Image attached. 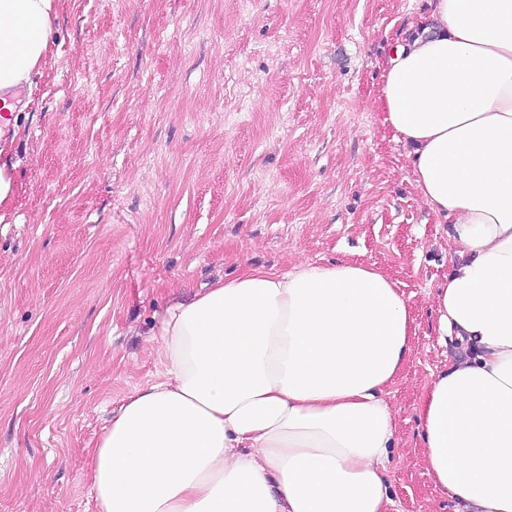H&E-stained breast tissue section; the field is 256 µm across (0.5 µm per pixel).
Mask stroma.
<instances>
[{
    "label": "stroma",
    "instance_id": "obj_1",
    "mask_svg": "<svg viewBox=\"0 0 512 512\" xmlns=\"http://www.w3.org/2000/svg\"><path fill=\"white\" fill-rule=\"evenodd\" d=\"M428 0H60L0 223V512H95L86 449L163 371L158 320L250 267L352 259L404 292L396 512H458L417 406L458 342L444 225L379 104Z\"/></svg>",
    "mask_w": 512,
    "mask_h": 512
}]
</instances>
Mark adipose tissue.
Listing matches in <instances>:
<instances>
[{
	"label": "adipose tissue",
	"mask_w": 512,
	"mask_h": 512,
	"mask_svg": "<svg viewBox=\"0 0 512 512\" xmlns=\"http://www.w3.org/2000/svg\"><path fill=\"white\" fill-rule=\"evenodd\" d=\"M379 101L415 187L449 227L441 335L462 353L417 412L434 483L512 512V0H429ZM59 0H0V112L28 108ZM162 378L89 451L97 512H389L395 414L414 348L403 292L355 261L250 269L170 305Z\"/></svg>",
	"instance_id": "ef3b65f1"
}]
</instances>
